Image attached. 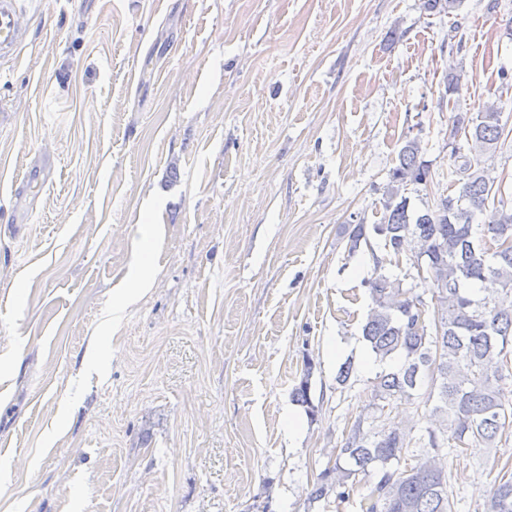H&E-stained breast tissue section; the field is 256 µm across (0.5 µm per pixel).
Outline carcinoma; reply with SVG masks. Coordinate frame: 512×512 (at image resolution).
Returning <instances> with one entry per match:
<instances>
[{
    "mask_svg": "<svg viewBox=\"0 0 512 512\" xmlns=\"http://www.w3.org/2000/svg\"><path fill=\"white\" fill-rule=\"evenodd\" d=\"M461 0H424L430 12L451 15ZM466 77L463 64L448 71L447 92L459 93ZM501 109L485 106L475 116H453L470 155L454 145L456 159L448 178L453 195L438 194L421 211L409 209L402 194L409 185L432 181L417 139L406 141L390 174L384 215L373 225L385 247L398 257L404 244H417L418 277L433 285L431 302L381 272L375 259L367 279L371 307L363 339L380 362L391 368L371 381L370 413L352 422L332 466L313 483L309 501L335 495L350 500L365 486L361 512H453L448 457L475 448H495L512 435V184L481 166V158L512 140V128L500 121ZM492 212L481 237L472 233L475 218ZM315 364L304 362L293 398L315 418L310 397ZM426 387L416 407L417 419L405 426L386 423V409L398 399H413ZM484 512H512V469L503 466L483 505Z\"/></svg>",
    "mask_w": 512,
    "mask_h": 512,
    "instance_id": "obj_1",
    "label": "carcinoma"
}]
</instances>
